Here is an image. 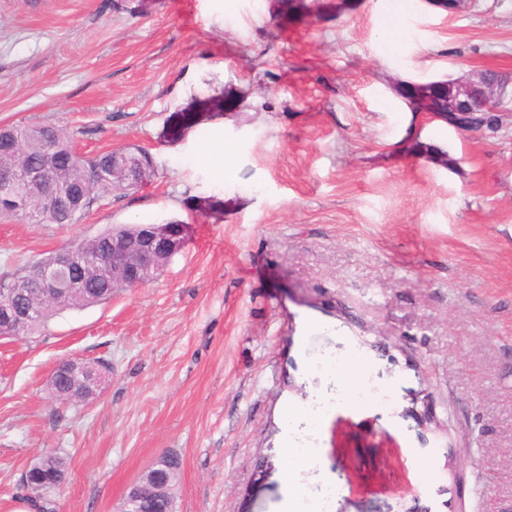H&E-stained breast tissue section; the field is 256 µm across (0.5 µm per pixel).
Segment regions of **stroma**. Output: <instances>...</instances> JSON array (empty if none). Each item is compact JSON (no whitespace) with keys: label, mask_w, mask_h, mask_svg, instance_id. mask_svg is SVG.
I'll return each instance as SVG.
<instances>
[{"label":"stroma","mask_w":512,"mask_h":512,"mask_svg":"<svg viewBox=\"0 0 512 512\" xmlns=\"http://www.w3.org/2000/svg\"><path fill=\"white\" fill-rule=\"evenodd\" d=\"M300 2L0 0V125L155 165L77 223L0 219V278L115 224L184 226L149 284L0 340V512H38L41 455L68 461L57 512H113L165 452L179 512H282V409L320 399L294 437L352 479L328 512H512V120L428 124L392 90L512 82V0ZM308 316L322 336L292 334ZM352 351L367 402L319 367ZM66 359L112 370L63 404ZM48 386L53 397L63 402H77L85 400L89 395H83L73 387V380L70 369H57L52 372Z\"/></svg>","instance_id":"obj_1"}]
</instances>
